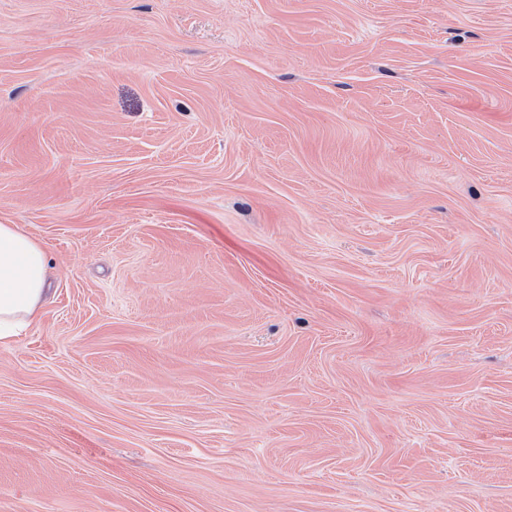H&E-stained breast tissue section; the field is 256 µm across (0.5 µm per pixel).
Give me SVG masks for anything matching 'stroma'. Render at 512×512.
<instances>
[{"mask_svg": "<svg viewBox=\"0 0 512 512\" xmlns=\"http://www.w3.org/2000/svg\"><path fill=\"white\" fill-rule=\"evenodd\" d=\"M0 512H512V0H0ZM48 259L18 224H0V348L41 321Z\"/></svg>", "mask_w": 512, "mask_h": 512, "instance_id": "stroma-1", "label": "stroma"}]
</instances>
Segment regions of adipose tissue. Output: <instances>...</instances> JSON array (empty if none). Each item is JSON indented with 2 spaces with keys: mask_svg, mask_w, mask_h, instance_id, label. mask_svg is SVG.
<instances>
[{
  "mask_svg": "<svg viewBox=\"0 0 512 512\" xmlns=\"http://www.w3.org/2000/svg\"><path fill=\"white\" fill-rule=\"evenodd\" d=\"M47 273L42 245L20 225L0 224V348L40 322Z\"/></svg>",
  "mask_w": 512,
  "mask_h": 512,
  "instance_id": "ef3b65f1",
  "label": "adipose tissue"
}]
</instances>
